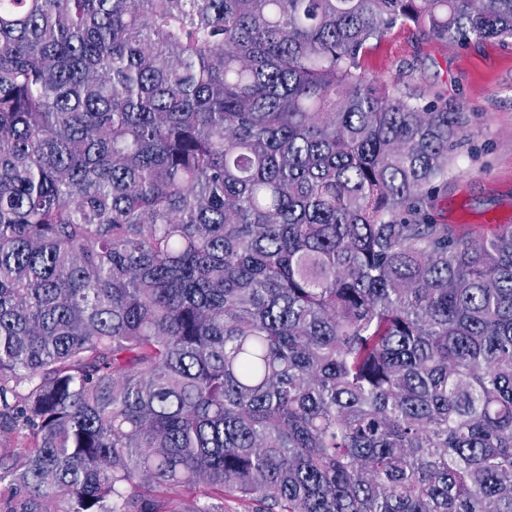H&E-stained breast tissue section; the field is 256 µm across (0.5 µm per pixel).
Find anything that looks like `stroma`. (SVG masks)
Returning <instances> with one entry per match:
<instances>
[{
  "label": "stroma",
  "mask_w": 512,
  "mask_h": 512,
  "mask_svg": "<svg viewBox=\"0 0 512 512\" xmlns=\"http://www.w3.org/2000/svg\"><path fill=\"white\" fill-rule=\"evenodd\" d=\"M362 65L400 92L446 101L467 120L469 141L440 190L436 219L473 236L512 224V39L458 45L399 24L369 43Z\"/></svg>",
  "instance_id": "1"
}]
</instances>
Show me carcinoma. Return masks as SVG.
<instances>
[{
  "label": "carcinoma",
  "mask_w": 512,
  "mask_h": 512,
  "mask_svg": "<svg viewBox=\"0 0 512 512\" xmlns=\"http://www.w3.org/2000/svg\"><path fill=\"white\" fill-rule=\"evenodd\" d=\"M512 0H0V512H512V224L369 77Z\"/></svg>",
  "instance_id": "1"
}]
</instances>
